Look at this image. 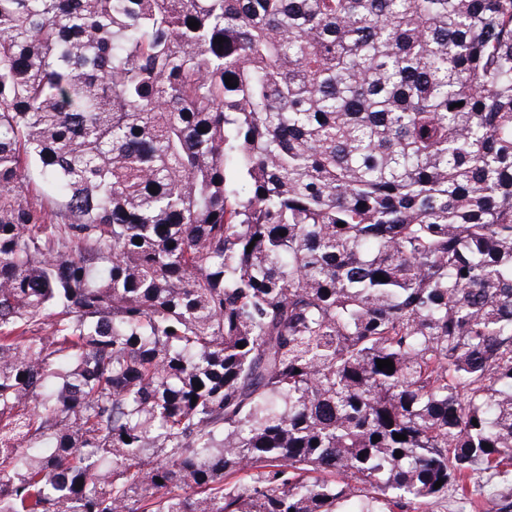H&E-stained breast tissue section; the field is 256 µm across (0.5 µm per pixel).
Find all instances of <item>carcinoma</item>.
<instances>
[{
  "label": "carcinoma",
  "mask_w": 512,
  "mask_h": 512,
  "mask_svg": "<svg viewBox=\"0 0 512 512\" xmlns=\"http://www.w3.org/2000/svg\"><path fill=\"white\" fill-rule=\"evenodd\" d=\"M511 470L512 0H0V512Z\"/></svg>",
  "instance_id": "carcinoma-1"
}]
</instances>
